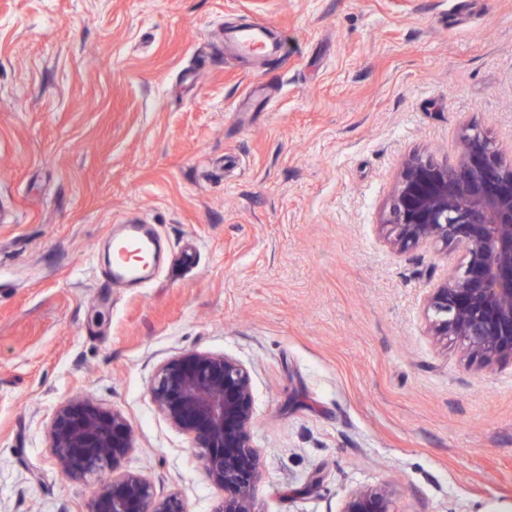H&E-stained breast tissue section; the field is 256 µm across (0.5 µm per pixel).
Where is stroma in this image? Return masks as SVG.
<instances>
[{
  "mask_svg": "<svg viewBox=\"0 0 512 512\" xmlns=\"http://www.w3.org/2000/svg\"><path fill=\"white\" fill-rule=\"evenodd\" d=\"M260 20L278 50L225 45ZM469 126L512 166V0H0V512H86L111 480L56 465L76 396L129 420L123 470L214 512L148 392L187 350L250 371L255 512L381 484L396 512H512V362L423 310L465 251L380 228L405 160L453 161ZM130 217L162 252L117 288Z\"/></svg>",
  "mask_w": 512,
  "mask_h": 512,
  "instance_id": "obj_1",
  "label": "stroma"
}]
</instances>
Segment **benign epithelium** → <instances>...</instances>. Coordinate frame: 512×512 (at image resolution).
I'll return each mask as SVG.
<instances>
[{
    "instance_id": "obj_1",
    "label": "benign epithelium",
    "mask_w": 512,
    "mask_h": 512,
    "mask_svg": "<svg viewBox=\"0 0 512 512\" xmlns=\"http://www.w3.org/2000/svg\"><path fill=\"white\" fill-rule=\"evenodd\" d=\"M394 249L461 245L466 262L427 299L430 335L453 340L485 367L512 359V168L481 132L465 134L455 162L414 156L403 167L383 222ZM167 422L189 436L208 481L222 492L214 512H254L260 454L253 445L249 369L226 354L191 350L161 363L149 389ZM52 450L60 472L82 480L118 469L134 448L127 418L87 398L55 413ZM87 512H188L177 493L156 494L140 474L103 483ZM341 512H396L387 486L359 487Z\"/></svg>"
}]
</instances>
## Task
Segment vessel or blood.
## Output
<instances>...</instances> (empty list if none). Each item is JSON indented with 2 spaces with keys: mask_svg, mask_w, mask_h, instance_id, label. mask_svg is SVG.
Masks as SVG:
<instances>
[{
  "mask_svg": "<svg viewBox=\"0 0 512 512\" xmlns=\"http://www.w3.org/2000/svg\"><path fill=\"white\" fill-rule=\"evenodd\" d=\"M264 30L259 26H247L235 32L232 37L236 49L258 54L262 51ZM157 250V238L151 225L144 222H130L122 235L112 240V263L109 279L116 286H142L152 280L155 274L153 264L144 261L143 256Z\"/></svg>",
  "mask_w": 512,
  "mask_h": 512,
  "instance_id": "1",
  "label": "vessel or blood"
}]
</instances>
